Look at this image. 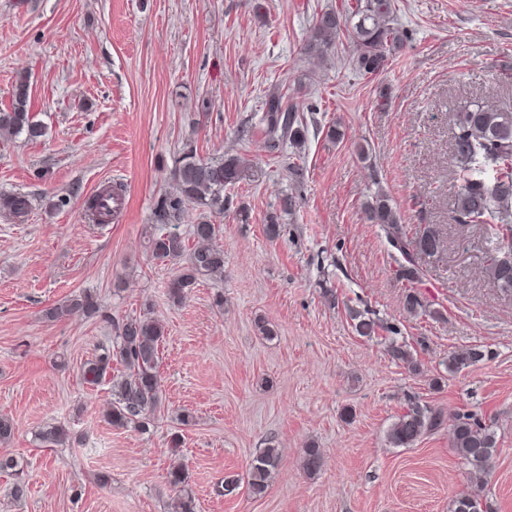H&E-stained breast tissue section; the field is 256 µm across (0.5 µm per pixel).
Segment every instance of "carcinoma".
<instances>
[{
	"label": "carcinoma",
	"mask_w": 512,
	"mask_h": 512,
	"mask_svg": "<svg viewBox=\"0 0 512 512\" xmlns=\"http://www.w3.org/2000/svg\"><path fill=\"white\" fill-rule=\"evenodd\" d=\"M311 41L305 55L320 60L344 34L352 43V65L362 75H377L384 70L388 58L401 51L407 42V31L400 26L394 0H351L341 9L328 8L313 16ZM287 94L277 90L265 100L261 122L271 146L288 142L302 148L308 126L299 115V106L286 101ZM29 83L24 77L15 85L12 104L0 111V137L19 134L33 141L44 136V127L34 120L28 110ZM451 161L454 167L455 192L452 214L462 226L486 224L496 230L495 255L489 257L487 274L504 292L512 293V102H484L460 107L453 113L451 127ZM247 160L238 154H226L215 160H202L189 147L184 151L172 179L175 190L163 195L159 209L176 211L187 203L197 204L219 214L224 212V188L239 182ZM119 196L105 188L89 198V221L105 224L112 221V210L105 201ZM4 210L18 217L27 212L28 199L22 195L6 196L0 200ZM299 206L298 197L285 194L279 209L266 219L265 233L270 239L281 235V215H291ZM366 220L380 225L390 246L405 261L400 275L408 281L418 278L411 251L434 257L446 249V241L435 224H426L414 239H409L400 214L382 186L363 204ZM222 225L203 221L191 225L190 237L168 231L148 236L153 259L160 262H182L169 284L173 303H182L199 281L204 278H224V246L220 243ZM82 313L94 316L99 305L90 295L66 300L46 310V316L59 320ZM354 327L361 336L372 337L387 329L384 322L361 311L351 315ZM115 342L87 362L84 380L97 385L110 373L113 364L123 367L112 377L114 400L104 412L114 426L134 429L145 426L161 402L159 366L164 328L159 320L133 316L115 324ZM388 353L393 360L415 368V359L405 344L391 339ZM484 357L481 350L470 348L448 355V373L457 374ZM448 422L450 447L470 467V484L474 489L461 492L454 501L453 512H487V505L478 493L488 474V466L496 451V434L475 413H456L444 418L439 411L408 397L406 408L392 422L386 439L394 448H409L428 431ZM39 441L47 447H62L69 442V433L61 425H48L39 433ZM281 461L280 450L269 446L250 462L247 488L254 498L263 497L269 489L272 474ZM324 463L322 449L313 443L301 449V465L310 476L318 474ZM23 464L9 454H0V474L19 476ZM169 483L176 490L174 512H195L194 497L184 468L168 472Z\"/></svg>",
	"instance_id": "carcinoma-1"
}]
</instances>
